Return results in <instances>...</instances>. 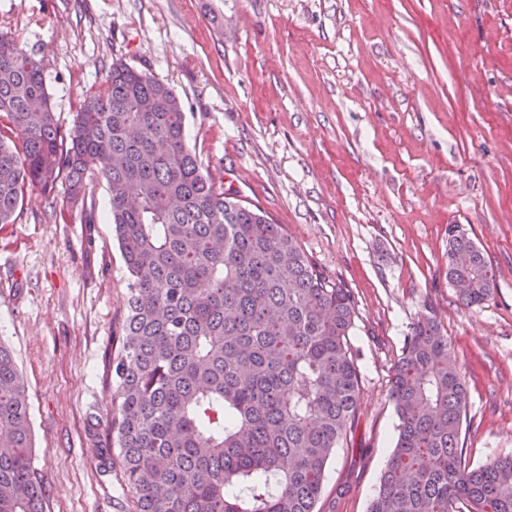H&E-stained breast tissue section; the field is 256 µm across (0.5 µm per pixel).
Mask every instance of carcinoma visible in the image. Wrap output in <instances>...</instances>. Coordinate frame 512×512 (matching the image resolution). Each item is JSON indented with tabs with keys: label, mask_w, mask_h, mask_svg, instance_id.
I'll return each instance as SVG.
<instances>
[{
	"label": "carcinoma",
	"mask_w": 512,
	"mask_h": 512,
	"mask_svg": "<svg viewBox=\"0 0 512 512\" xmlns=\"http://www.w3.org/2000/svg\"><path fill=\"white\" fill-rule=\"evenodd\" d=\"M0 224L29 186L86 214L104 180L127 278L112 359L118 450L136 512H320L325 471L354 425L360 370L348 289L257 205L205 174L168 84L115 62L69 129L41 61L0 33ZM448 282L487 301L492 268L453 230ZM398 436L369 512H512V457L468 466L467 387L448 337L421 317L394 368ZM26 384L0 343V512H45Z\"/></svg>",
	"instance_id": "obj_1"
}]
</instances>
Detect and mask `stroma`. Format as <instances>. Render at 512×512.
<instances>
[{
    "mask_svg": "<svg viewBox=\"0 0 512 512\" xmlns=\"http://www.w3.org/2000/svg\"><path fill=\"white\" fill-rule=\"evenodd\" d=\"M0 32L41 61L66 128L113 62L168 84L204 172L350 290L358 413L322 493L337 512L379 489L394 366L424 314L467 384L465 461L512 456V0H0ZM88 201L91 224L32 187L0 224V341L46 512H136L108 446L128 280L105 182ZM453 225L495 273L482 304L448 283Z\"/></svg>",
    "mask_w": 512,
    "mask_h": 512,
    "instance_id": "stroma-1",
    "label": "stroma"
}]
</instances>
